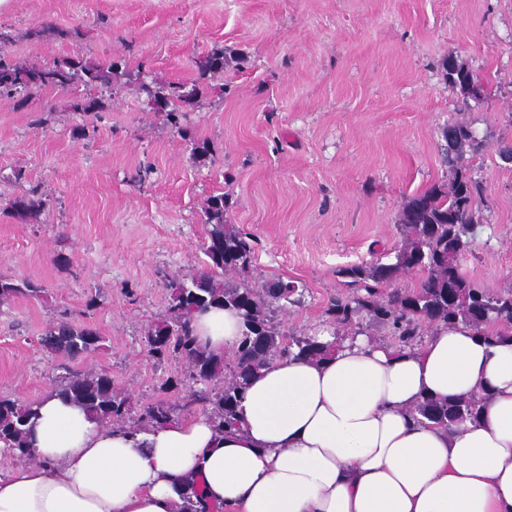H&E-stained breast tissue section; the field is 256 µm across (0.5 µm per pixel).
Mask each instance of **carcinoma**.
<instances>
[{
  "instance_id": "obj_1",
  "label": "carcinoma",
  "mask_w": 512,
  "mask_h": 512,
  "mask_svg": "<svg viewBox=\"0 0 512 512\" xmlns=\"http://www.w3.org/2000/svg\"><path fill=\"white\" fill-rule=\"evenodd\" d=\"M9 35L0 32V94L34 92L45 88L70 89L112 81L119 69L113 60L94 63L80 56L63 57L44 67L11 63L3 59ZM200 75L224 70V52L215 51L195 61ZM445 79L460 95L461 108L472 107L468 93L478 85L473 72L449 56L442 62ZM196 87L170 83L153 94L165 104L167 121L181 128L180 104L196 98ZM440 145L443 161L450 169L448 183L435 184L405 202L398 214L401 245L388 263H365L341 268L349 292L332 299L326 309L329 324L337 330L352 331L364 317L391 332V346L412 350L421 342L422 328L463 326L478 332L490 346L512 341V289L491 291L478 287L462 267L476 233L479 186L467 173L463 159L484 148L473 128L457 122L442 128ZM10 208L21 218L35 219L44 201L34 195L16 197ZM224 195L207 198L203 207L209 226L204 247V267L189 275H173L168 280L166 314L151 325L145 342L148 354L158 361L181 357L189 366V379L204 382L207 388L194 393L191 403L210 410L219 432L239 426L238 404L255 374L278 357L295 355L321 361L336 343H324L318 334L286 337L274 322L275 313L289 305H299L303 292L293 281L271 278L258 285L237 284L234 276L252 263L254 246L247 234L224 220ZM418 271L421 280L414 290L386 288L400 276ZM45 289L32 281L14 282L0 278V303L22 295L39 297ZM222 307L241 319L237 344L227 354L201 345L192 327L195 310ZM103 338L92 327H75L60 321L46 330L41 345L49 352L67 356L91 355L100 350ZM56 395L83 409L100 425L124 426L131 414L130 399L116 388L112 377L89 369L69 374L58 381ZM422 418L448 428L467 421L476 422L482 413L481 400L427 398L414 409ZM175 411L159 400L142 409L131 427L164 426ZM36 417L35 404L0 397V449L10 456L33 458L30 440ZM185 512H221L205 503L201 493L188 483L184 492Z\"/></svg>"
}]
</instances>
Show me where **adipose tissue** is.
<instances>
[{"label":"adipose tissue","instance_id":"ef3b65f1","mask_svg":"<svg viewBox=\"0 0 512 512\" xmlns=\"http://www.w3.org/2000/svg\"><path fill=\"white\" fill-rule=\"evenodd\" d=\"M194 328L221 352L240 319L210 308ZM480 394V421L453 430L413 414ZM36 410V459L0 476V512H181L189 479L224 512H512V343L466 328L411 352L359 336L321 363L276 359L231 431L204 415L112 429L55 395Z\"/></svg>","mask_w":512,"mask_h":512}]
</instances>
